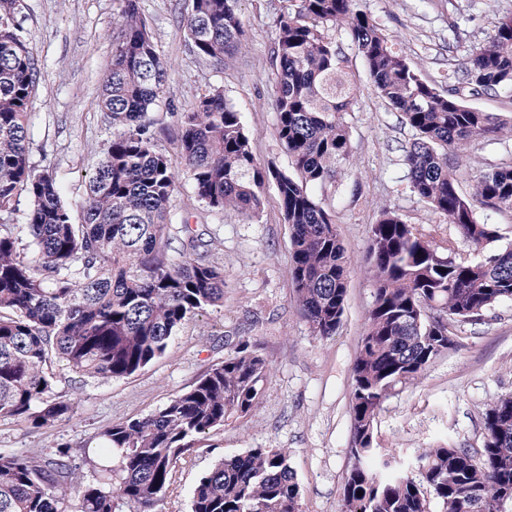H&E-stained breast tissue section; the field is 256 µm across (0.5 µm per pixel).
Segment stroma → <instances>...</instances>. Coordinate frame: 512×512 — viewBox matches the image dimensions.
I'll return each mask as SVG.
<instances>
[{
    "label": "stroma",
    "mask_w": 512,
    "mask_h": 512,
    "mask_svg": "<svg viewBox=\"0 0 512 512\" xmlns=\"http://www.w3.org/2000/svg\"><path fill=\"white\" fill-rule=\"evenodd\" d=\"M289 5L290 0H240L245 47L215 66L187 49L191 0H140L159 51L174 66L153 110L160 149L177 156L179 112L218 86L240 112L256 157L290 170L291 158L275 134L272 94L276 21ZM356 7L443 92L460 61L492 41L499 18L512 15V0H357ZM118 8L117 0H19L17 18L42 61L30 108L31 159L53 170L70 200L84 195L85 174L112 135L97 102L112 62ZM326 35L339 46L358 87L352 111L343 115L350 159L334 181L316 191L351 261L335 336H313L296 310L288 277L289 230L275 184L266 185L258 217L244 223L206 210L190 181L182 180L172 210L210 232L214 257L224 268L223 305L187 322L164 356L133 376L81 382L70 373L58 374L54 391L74 399L73 414L42 430L0 421L1 450L48 454L64 443L91 440L107 426L152 414L247 341L270 364L258 406L197 439L160 512H189L193 487L216 461L259 447L289 450L303 512H339L353 464L352 365L373 302L366 273L373 224L388 209L436 241H451L459 258L474 260L478 253L411 190L403 149L413 130L377 97L344 30L331 27ZM452 164L460 191L470 194L480 174L512 164V133L473 138ZM452 340L419 380L385 402L375 424L377 447L405 461L421 448L481 447L488 404L512 394V301L496 304L481 321L457 324Z\"/></svg>",
    "instance_id": "1"
}]
</instances>
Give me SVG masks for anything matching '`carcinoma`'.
I'll list each match as a JSON object with an SVG mask.
<instances>
[{
	"mask_svg": "<svg viewBox=\"0 0 512 512\" xmlns=\"http://www.w3.org/2000/svg\"><path fill=\"white\" fill-rule=\"evenodd\" d=\"M118 2L99 101L112 136L86 174L84 195L70 203L56 176L31 160L39 59L16 21L18 0H0V214L15 213L22 197L29 202L24 225L0 224V420L52 427L74 410L71 399L53 397L56 371L132 376L166 353L182 325L224 302V268L210 260L207 232L185 219L171 235L183 172L207 210L242 222L255 217L265 185L276 184L297 311L312 335L336 333L349 262L314 189L350 156L342 114L355 87L324 36L329 26L345 30L379 96L415 131L404 156L412 191L474 249L499 241L480 212L512 210V165L480 176L466 196L450 153L475 136L512 131V120L463 101L466 93L512 89V16L497 21L492 41L459 64L442 92L354 0H295L277 20L274 52L275 131L292 164L286 173L256 159L240 113L219 87L179 114L180 165L173 164L151 115L173 65L139 0ZM239 2L191 0L186 31L196 58L222 65L243 49ZM367 273L374 301L352 366L354 464L340 512H512L511 395L488 405L480 448H424L412 472L374 447L384 403L448 350L452 324L512 300V245L459 260L383 210L371 228ZM268 371L241 342L156 413L104 428L93 443L92 482L72 466L68 444L41 457L0 451V512H157L196 439L253 411ZM190 512H301L288 449L251 448L220 460L193 488Z\"/></svg>",
	"mask_w": 512,
	"mask_h": 512,
	"instance_id": "obj_1",
	"label": "carcinoma"
}]
</instances>
